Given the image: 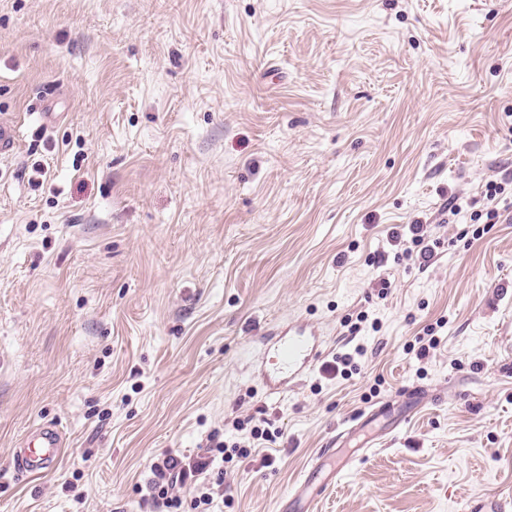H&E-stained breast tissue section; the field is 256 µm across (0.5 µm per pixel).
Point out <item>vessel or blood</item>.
<instances>
[{
	"label": "vessel or blood",
	"instance_id": "1",
	"mask_svg": "<svg viewBox=\"0 0 512 512\" xmlns=\"http://www.w3.org/2000/svg\"><path fill=\"white\" fill-rule=\"evenodd\" d=\"M323 352V342L318 328L301 323L286 329H276L262 338L256 370L265 382L268 394L281 395L293 389L310 374ZM63 439L55 426L35 428L23 445L13 452L14 470L25 475H35L52 469L60 456ZM349 458L339 449L326 448L312 459L307 474L281 505V512H313L316 500L310 487L320 473L328 477L345 470Z\"/></svg>",
	"mask_w": 512,
	"mask_h": 512
}]
</instances>
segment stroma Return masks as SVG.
I'll list each match as a JSON object with an SVG mask.
<instances>
[{
  "label": "stroma",
  "instance_id": "stroma-1",
  "mask_svg": "<svg viewBox=\"0 0 512 512\" xmlns=\"http://www.w3.org/2000/svg\"><path fill=\"white\" fill-rule=\"evenodd\" d=\"M0 117V512H156L152 466L238 417L283 436L214 512H278L386 400L407 422L315 512L512 499V197L450 212L512 180V0H0ZM297 318L324 355L266 395ZM44 423L59 465L14 477ZM504 188L502 186H498L497 183H490L488 186V191L486 194L488 202H491L490 206H487L485 209V213L483 211H474L470 214V220L477 223L483 216H485V224H495L497 223L500 214L497 208L498 202H496L497 196L502 194ZM319 336L314 325L301 323L262 337L255 372L265 381L269 395L287 393L314 370L323 352ZM393 403L390 402V401H387V402H384L376 407H374L372 410H370L369 412H362L360 413L359 415L355 416L354 418L350 419L345 425V428L344 430L340 431L336 437H339L341 438L342 436H344L345 434H349L355 430H357L358 428H360L363 424H365L366 422L374 419V418H378V417H382L384 416L385 414L387 413H390L392 410H393Z\"/></svg>",
  "mask_w": 512,
  "mask_h": 512
}]
</instances>
